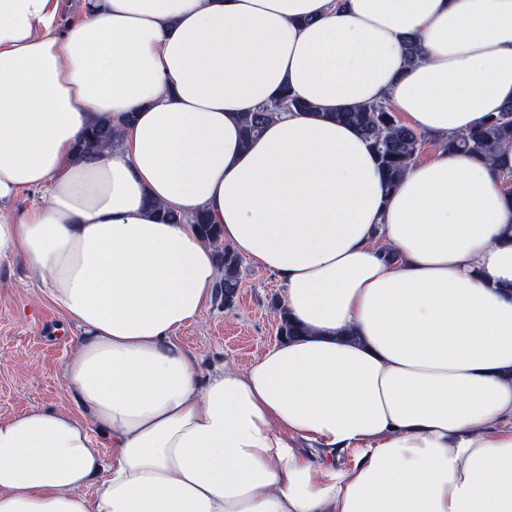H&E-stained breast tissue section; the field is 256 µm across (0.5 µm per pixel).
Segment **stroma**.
Returning a JSON list of instances; mask_svg holds the SVG:
<instances>
[{
    "label": "stroma",
    "instance_id": "35a3bbf8",
    "mask_svg": "<svg viewBox=\"0 0 512 512\" xmlns=\"http://www.w3.org/2000/svg\"><path fill=\"white\" fill-rule=\"evenodd\" d=\"M284 289L274 272L243 263L233 307L210 301L199 322L178 334L201 376L227 366L246 368L279 343L277 308ZM78 334L21 256L0 260V419L32 406L73 410L61 371Z\"/></svg>",
    "mask_w": 512,
    "mask_h": 512
}]
</instances>
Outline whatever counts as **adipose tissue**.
<instances>
[{
  "label": "adipose tissue",
  "mask_w": 512,
  "mask_h": 512,
  "mask_svg": "<svg viewBox=\"0 0 512 512\" xmlns=\"http://www.w3.org/2000/svg\"><path fill=\"white\" fill-rule=\"evenodd\" d=\"M57 10L0 0V257L78 327L76 408L0 419V512H512V149L436 148L390 190L330 118L386 99L445 139L501 112L512 0H86L63 33ZM285 87L317 112L243 146ZM104 117L119 146L79 150ZM24 189L46 203L10 210ZM199 210L305 330L204 380L177 340L218 278Z\"/></svg>",
  "instance_id": "obj_1"
}]
</instances>
